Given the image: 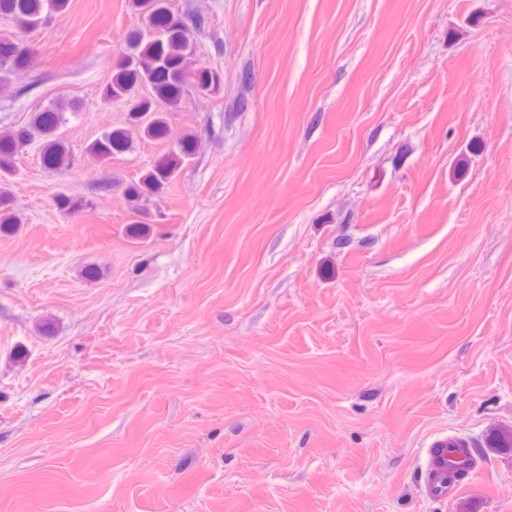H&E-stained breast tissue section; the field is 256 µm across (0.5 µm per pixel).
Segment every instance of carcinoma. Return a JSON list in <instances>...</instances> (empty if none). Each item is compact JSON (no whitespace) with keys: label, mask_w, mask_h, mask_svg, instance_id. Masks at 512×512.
Masks as SVG:
<instances>
[{"label":"carcinoma","mask_w":512,"mask_h":512,"mask_svg":"<svg viewBox=\"0 0 512 512\" xmlns=\"http://www.w3.org/2000/svg\"><path fill=\"white\" fill-rule=\"evenodd\" d=\"M135 9L144 16L145 26L130 30L125 47L112 60V77L103 89V98L127 104V127L104 132L89 146L88 151L102 160L125 152L133 137L149 140L175 141L177 152L155 161L125 189L131 203L158 195L170 182L180 164L196 148L192 135L174 134L163 116L162 107L178 106L187 90L185 69L193 53L189 27L175 15L170 0H132ZM69 0H0V16L15 21L21 32L42 25L50 13L67 9ZM31 51L19 36L0 37V89L9 87L12 71L26 67ZM219 78L210 68L200 66L193 71L196 91L210 93ZM147 86L141 96L137 90ZM61 110L46 108L33 115L30 124L17 130L0 133V170L11 167L20 145L36 138L43 141L42 162L49 169L62 170L72 163L71 152L61 138ZM21 218L15 209L11 189L0 186V233L11 234ZM488 448L512 451V429H495L485 437Z\"/></svg>","instance_id":"carcinoma-1"}]
</instances>
